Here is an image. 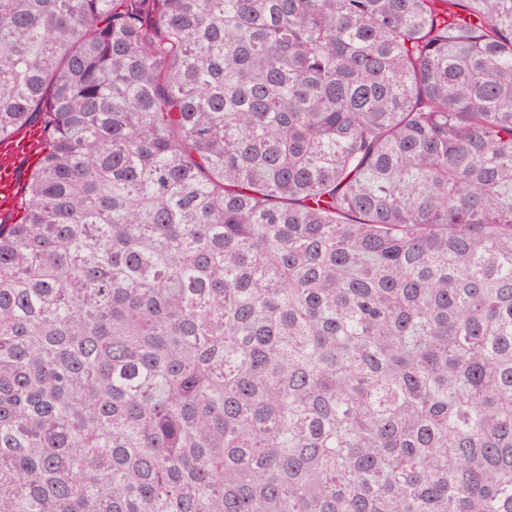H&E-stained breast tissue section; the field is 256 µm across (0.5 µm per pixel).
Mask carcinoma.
I'll list each match as a JSON object with an SVG mask.
<instances>
[{
  "mask_svg": "<svg viewBox=\"0 0 512 512\" xmlns=\"http://www.w3.org/2000/svg\"><path fill=\"white\" fill-rule=\"evenodd\" d=\"M0 512H512V0H0ZM43 132L38 126H29L24 131L0 139V211H12L19 193V170L35 166L42 157ZM18 205L9 214L0 213L2 224H13Z\"/></svg>",
  "mask_w": 512,
  "mask_h": 512,
  "instance_id": "1",
  "label": "carcinoma"
}]
</instances>
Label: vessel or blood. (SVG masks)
I'll return each mask as SVG.
<instances>
[{
    "instance_id": "1",
    "label": "vessel or blood",
    "mask_w": 512,
    "mask_h": 512,
    "mask_svg": "<svg viewBox=\"0 0 512 512\" xmlns=\"http://www.w3.org/2000/svg\"><path fill=\"white\" fill-rule=\"evenodd\" d=\"M43 132L36 126L0 139V211H12L19 193L21 168L37 165L42 157Z\"/></svg>"
}]
</instances>
